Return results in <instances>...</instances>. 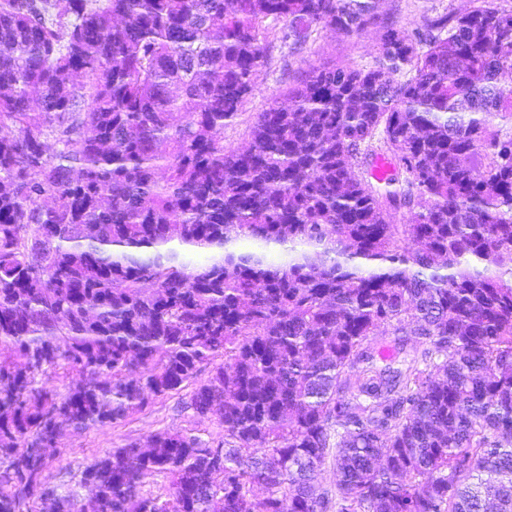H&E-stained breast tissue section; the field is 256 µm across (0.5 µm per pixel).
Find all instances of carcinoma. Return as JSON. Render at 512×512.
I'll list each match as a JSON object with an SVG mask.
<instances>
[{
    "mask_svg": "<svg viewBox=\"0 0 512 512\" xmlns=\"http://www.w3.org/2000/svg\"><path fill=\"white\" fill-rule=\"evenodd\" d=\"M470 2L227 150L268 38L373 0H0V512H512V6ZM173 395L217 434L47 486L62 426Z\"/></svg>",
    "mask_w": 512,
    "mask_h": 512,
    "instance_id": "obj_1",
    "label": "carcinoma"
}]
</instances>
